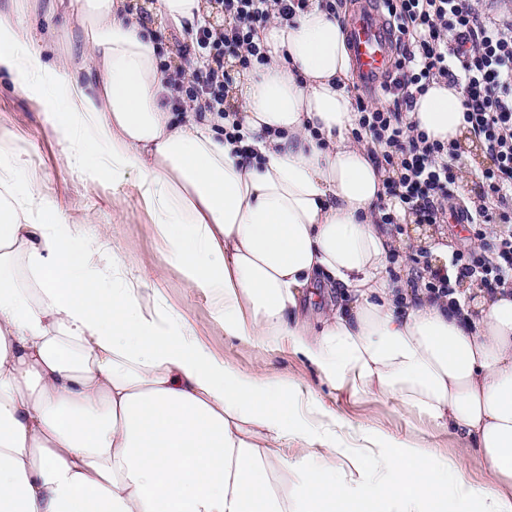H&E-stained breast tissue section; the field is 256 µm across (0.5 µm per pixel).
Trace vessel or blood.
<instances>
[{
  "label": "vessel or blood",
  "instance_id": "b4317fda",
  "mask_svg": "<svg viewBox=\"0 0 512 512\" xmlns=\"http://www.w3.org/2000/svg\"><path fill=\"white\" fill-rule=\"evenodd\" d=\"M378 0H359L348 20V36L358 90L382 93L390 84L393 24L381 16Z\"/></svg>",
  "mask_w": 512,
  "mask_h": 512
}]
</instances>
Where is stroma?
<instances>
[{"mask_svg":"<svg viewBox=\"0 0 512 512\" xmlns=\"http://www.w3.org/2000/svg\"><path fill=\"white\" fill-rule=\"evenodd\" d=\"M54 28L73 34L79 31L73 12L51 8L50 0H39L37 10L25 19V39L47 43ZM0 128L11 132V147L20 156L24 173L38 180L50 205L69 223L84 225L91 232L97 225H110L113 240L122 248L130 274L145 282L160 301L181 311L216 355L245 372L254 371L260 365L251 344L225 336L223 329L215 323L212 298L192 288L180 271L166 267L164 246L150 231V216L135 177L117 179L108 168L99 169L95 176L90 177L80 169L67 166L64 161L67 146L52 134L45 121L43 104L13 88L3 76L0 77ZM463 147L465 152L458 162L456 195L469 203L480 194V171L487 166L488 160L479 143L467 140ZM423 237L428 240L424 246L419 243ZM398 240L401 247L396 252L397 259H404L423 246L433 264L439 265L444 256L438 253L437 248L447 244L448 233L436 224L411 223L404 225ZM162 266L166 267V274L156 277L157 268ZM261 365L271 376H288L303 381L327 408L341 413L351 422L370 424L398 438L407 436L412 426H419L424 438L439 453L456 458L467 482L475 486L487 482V463L473 453L458 456L457 443L446 432L424 420L412 421L394 402L328 389L322 384L316 369L294 354L287 344L271 348Z\"/></svg>","mask_w":512,"mask_h":512,"instance_id":"stroma-1","label":"stroma"}]
</instances>
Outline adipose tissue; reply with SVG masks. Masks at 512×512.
<instances>
[{"instance_id":"ef3b65f1","label":"adipose tissue","mask_w":512,"mask_h":512,"mask_svg":"<svg viewBox=\"0 0 512 512\" xmlns=\"http://www.w3.org/2000/svg\"><path fill=\"white\" fill-rule=\"evenodd\" d=\"M33 0L0 8V73L46 103L69 160L137 173L167 262L213 295L225 335L288 343L337 391L396 402L489 466L473 486L420 436L327 409L314 391L214 355L184 315L122 276L51 208L0 134V512H425L454 495L512 512V290L457 308L388 273L377 144L359 145L341 24L317 0L260 29L243 144L215 114L178 117L153 26L128 0H77L80 37L28 43ZM463 92L431 84L408 114L436 140L466 132ZM341 294L318 324L299 289ZM295 457L282 456L288 443ZM342 459L341 468L332 460Z\"/></svg>"}]
</instances>
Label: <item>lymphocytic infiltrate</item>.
<instances>
[{"label": "lymphocytic infiltrate", "instance_id": "obj_1", "mask_svg": "<svg viewBox=\"0 0 512 512\" xmlns=\"http://www.w3.org/2000/svg\"><path fill=\"white\" fill-rule=\"evenodd\" d=\"M310 0H203L220 10L224 24L203 20L190 29L181 62L168 77L175 111L191 108L224 118V134H239L237 112L227 101L233 78L224 67L233 57L239 69L268 62L257 37L271 20H292ZM399 34L400 53L389 90L394 108L357 96L356 139L382 144L378 167L388 171L385 189L420 224L461 222L475 247L454 251L447 266L418 253L416 276L431 296L454 295L470 282L488 290L512 289V20H497L476 0H384ZM444 81L464 92L463 118L491 163L481 171V202L453 206L459 145L430 139L406 121L418 95Z\"/></svg>", "mask_w": 512, "mask_h": 512}]
</instances>
